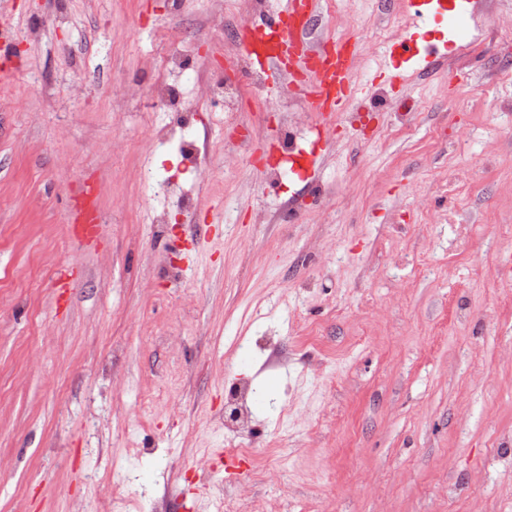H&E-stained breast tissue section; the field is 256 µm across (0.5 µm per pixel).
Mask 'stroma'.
Listing matches in <instances>:
<instances>
[{"label":"stroma","mask_w":512,"mask_h":512,"mask_svg":"<svg viewBox=\"0 0 512 512\" xmlns=\"http://www.w3.org/2000/svg\"><path fill=\"white\" fill-rule=\"evenodd\" d=\"M8 2L0 34L21 52L0 81V512H111L112 490L131 512H195L199 497L206 512H512V6L489 8L446 65L310 115L293 137L314 180L272 186L293 83L265 74L230 127L221 101L199 105L205 185L178 141H156L163 107L123 98L168 27L199 70L220 68L241 29L209 31L211 0L175 17L169 0ZM334 10L375 70L401 0H320L315 35H337ZM146 167L195 201L164 232ZM88 186L86 236L72 211ZM286 201L296 223H252ZM241 384L272 386L277 410L250 400L238 435L224 423ZM238 448L244 483L224 468Z\"/></svg>","instance_id":"stroma-1"}]
</instances>
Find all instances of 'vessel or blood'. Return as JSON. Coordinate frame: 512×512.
<instances>
[{
	"label": "vessel or blood",
	"mask_w": 512,
	"mask_h": 512,
	"mask_svg": "<svg viewBox=\"0 0 512 512\" xmlns=\"http://www.w3.org/2000/svg\"><path fill=\"white\" fill-rule=\"evenodd\" d=\"M442 0H405L404 15L409 30L398 45L402 61L389 70L396 83L439 66L447 58L438 46H419L410 33L442 9ZM318 11V0H284L282 9L258 22L245 25V46L254 49L277 40L281 52L264 57L263 67L282 78L297 80L311 111L326 117L344 111L355 100L362 86L354 75L355 51L330 37L311 40L309 23Z\"/></svg>",
	"instance_id": "obj_1"
}]
</instances>
